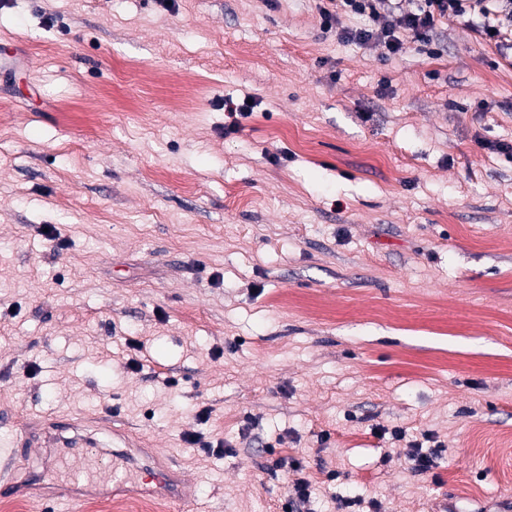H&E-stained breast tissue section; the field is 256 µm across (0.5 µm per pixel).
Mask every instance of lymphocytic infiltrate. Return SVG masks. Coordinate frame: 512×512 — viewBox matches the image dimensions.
Segmentation results:
<instances>
[{
	"label": "lymphocytic infiltrate",
	"mask_w": 512,
	"mask_h": 512,
	"mask_svg": "<svg viewBox=\"0 0 512 512\" xmlns=\"http://www.w3.org/2000/svg\"><path fill=\"white\" fill-rule=\"evenodd\" d=\"M318 12L323 30L335 31L338 41L375 43L390 57L412 46L436 54L439 25L460 19L467 20L474 32L496 49H512V0H321ZM343 12L364 18V26L340 27ZM275 465L293 474L284 512H307L316 488L302 461L281 458Z\"/></svg>",
	"instance_id": "lymphocytic-infiltrate-1"
}]
</instances>
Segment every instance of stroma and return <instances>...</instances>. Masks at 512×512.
Returning <instances> with one entry per match:
<instances>
[{
    "mask_svg": "<svg viewBox=\"0 0 512 512\" xmlns=\"http://www.w3.org/2000/svg\"><path fill=\"white\" fill-rule=\"evenodd\" d=\"M317 5L0 0V416L113 425L192 512H280L277 457L315 512H512V63ZM423 442L418 441V439L412 440L409 442V448L410 451L407 453V457L410 461L413 462L412 469L421 472L426 473L431 471L436 466V459L438 457V451L441 450H435L432 452H425L423 451V444L424 442H432L435 443V438L433 433H423L422 434ZM142 455L152 464L146 465L152 470L155 482L153 494L164 497L173 511H191L195 504L193 482L181 472L174 470L161 458L154 448H139ZM275 467L283 468L288 475L292 472L295 478L289 480L288 497L284 506V512H307V505L316 494L315 484L305 474V465L297 458H284L276 460Z\"/></svg>",
    "mask_w": 512,
    "mask_h": 512,
    "instance_id": "35a3bbf8",
    "label": "stroma"
}]
</instances>
